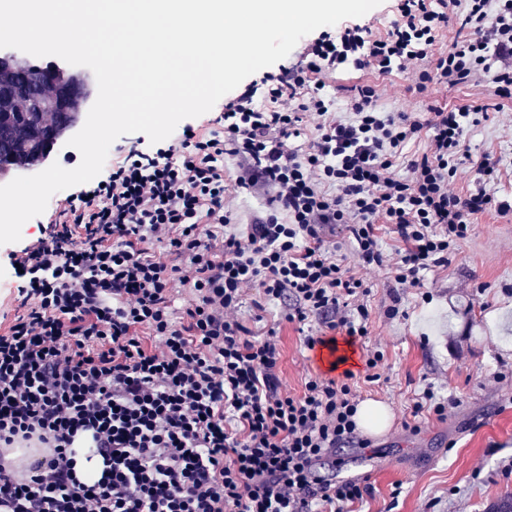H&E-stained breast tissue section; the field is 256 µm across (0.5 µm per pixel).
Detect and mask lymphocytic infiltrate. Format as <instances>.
Here are the masks:
<instances>
[{"label": "lymphocytic infiltrate", "instance_id": "lymphocytic-infiltrate-1", "mask_svg": "<svg viewBox=\"0 0 512 512\" xmlns=\"http://www.w3.org/2000/svg\"><path fill=\"white\" fill-rule=\"evenodd\" d=\"M452 21L457 35L435 52ZM349 64L421 89L485 77L511 98L512 0H397L384 36L359 23L320 31L300 61L225 100L223 132L131 151L67 199L16 257L24 283L0 328V512H345L362 499L360 481L321 471L341 445H369L356 389L311 376L288 393L276 332L252 337L239 320L246 293L283 302L288 322L362 340L370 288L327 232L345 227L363 265L419 288L472 216L512 204L490 193L498 169L485 159L473 190L453 188L480 107L382 112L378 86L364 83L349 119H328L319 75ZM423 133L425 152L399 176L405 144ZM235 186L274 207L242 232L227 204ZM386 224L403 243L389 256ZM81 435L104 465L90 483L71 450ZM17 446L44 454L20 471L6 458Z\"/></svg>", "mask_w": 512, "mask_h": 512}]
</instances>
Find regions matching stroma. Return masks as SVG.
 Segmentation results:
<instances>
[{"label":"stroma","mask_w":512,"mask_h":512,"mask_svg":"<svg viewBox=\"0 0 512 512\" xmlns=\"http://www.w3.org/2000/svg\"><path fill=\"white\" fill-rule=\"evenodd\" d=\"M333 117L346 119L351 89L376 81L387 92L377 102L382 112H424L434 104L488 106V117L466 134L469 159L459 165L454 189L471 188L481 156L499 164L500 175L489 190L512 202V100L502 109L491 106L487 83L469 82L450 89H417L406 74L377 78L368 71L340 69L324 77ZM51 196L45 211L26 221L20 241L0 245V322L12 319L19 284L12 258L43 236L68 195ZM469 238L449 254L447 264L425 274L424 288L397 284L387 268L363 270L371 293L368 348L381 351V379L365 382L363 359H350L344 336L336 338L334 358L324 346L307 348L306 334L287 322L279 301L264 299L261 290L245 296L239 312L251 333L275 330L280 340L279 377L292 393H300L310 375L343 378L354 375L361 400L387 404L392 419L372 436L369 448L350 444L336 452L337 477L358 467L368 492L350 512H488L504 494H512V211L491 210L473 218ZM399 316H388L391 306ZM448 403L445 416L432 410L412 430L411 411L424 391Z\"/></svg>","instance_id":"stroma-1"}]
</instances>
